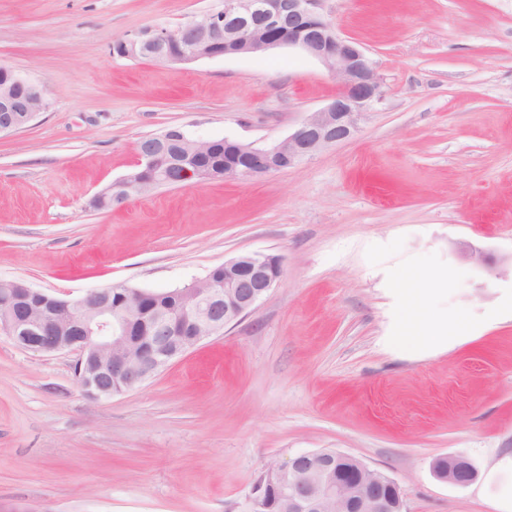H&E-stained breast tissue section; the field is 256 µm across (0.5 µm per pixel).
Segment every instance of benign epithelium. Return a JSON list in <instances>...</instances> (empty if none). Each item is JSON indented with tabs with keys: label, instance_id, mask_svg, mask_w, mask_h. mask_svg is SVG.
Segmentation results:
<instances>
[{
	"label": "benign epithelium",
	"instance_id": "1",
	"mask_svg": "<svg viewBox=\"0 0 512 512\" xmlns=\"http://www.w3.org/2000/svg\"><path fill=\"white\" fill-rule=\"evenodd\" d=\"M326 0H220V7L174 27L148 26L116 41L125 57H148L157 63H191L200 59L298 48L321 62L336 77L334 99L311 112L287 137L268 146L224 140L229 162L224 178H257L287 170L321 150L352 139L361 119L384 97L376 62L352 38L343 37L324 12ZM48 108L44 89L13 70L0 67V134L25 128ZM138 151L140 185L153 191L161 186L200 185L208 180L188 167L157 172L153 142ZM118 179L91 200L95 209L112 206ZM224 276H206L178 289L186 304L175 314H156L145 344L128 342V315L148 306L158 293L133 289L125 309L112 303V289L89 291L76 299L0 280V333L19 349L77 354L75 375L83 393L94 400L109 399L144 384L171 361L206 338L224 332L229 324L255 309L280 282L281 259L247 252L222 264ZM277 510L258 491L247 507L263 512H405L400 484L370 468L359 458L332 450L302 452L272 464ZM435 477L466 487L478 477L467 457L438 458Z\"/></svg>",
	"mask_w": 512,
	"mask_h": 512
}]
</instances>
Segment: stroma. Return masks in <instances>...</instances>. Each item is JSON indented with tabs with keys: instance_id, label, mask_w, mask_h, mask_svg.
<instances>
[{
	"instance_id": "obj_1",
	"label": "stroma",
	"mask_w": 512,
	"mask_h": 512,
	"mask_svg": "<svg viewBox=\"0 0 512 512\" xmlns=\"http://www.w3.org/2000/svg\"><path fill=\"white\" fill-rule=\"evenodd\" d=\"M217 0H0V65L49 106L0 135V280L61 298L170 291L246 252L279 285L139 388L87 398L71 352L0 335V512H241L259 472L352 454L407 512L512 504V0H327L384 98L356 136L302 164L93 196L169 128L266 145L336 95L296 48L159 64L114 43ZM472 246L485 257L463 256ZM424 275L426 331L404 336ZM462 454L479 476L439 481ZM435 477L458 487H466L478 477V470L467 457L452 455L438 458L433 465Z\"/></svg>"
}]
</instances>
